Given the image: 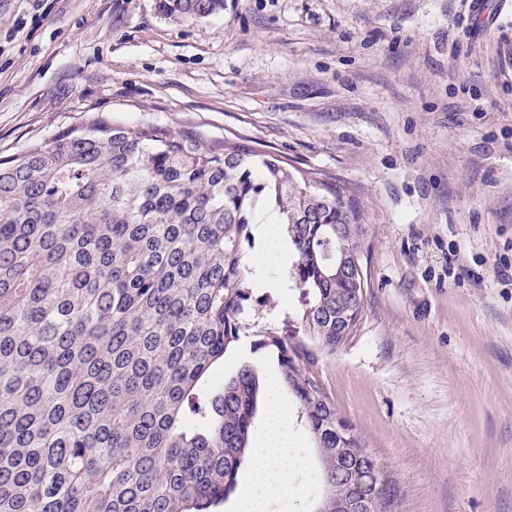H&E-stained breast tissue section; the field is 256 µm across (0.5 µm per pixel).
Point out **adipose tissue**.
<instances>
[{
    "mask_svg": "<svg viewBox=\"0 0 512 512\" xmlns=\"http://www.w3.org/2000/svg\"><path fill=\"white\" fill-rule=\"evenodd\" d=\"M279 393H272L267 423L253 452V470L241 512H267L271 499L303 502V461L297 455L289 430V415Z\"/></svg>",
    "mask_w": 512,
    "mask_h": 512,
    "instance_id": "adipose-tissue-1",
    "label": "adipose tissue"
}]
</instances>
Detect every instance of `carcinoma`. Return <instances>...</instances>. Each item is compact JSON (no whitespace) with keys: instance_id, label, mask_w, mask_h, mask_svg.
Masks as SVG:
<instances>
[{"instance_id":"carcinoma-1","label":"carcinoma","mask_w":512,"mask_h":512,"mask_svg":"<svg viewBox=\"0 0 512 512\" xmlns=\"http://www.w3.org/2000/svg\"><path fill=\"white\" fill-rule=\"evenodd\" d=\"M201 19L224 0H158ZM277 214L296 302L274 327L245 265ZM363 212L331 178L249 140L126 129L97 114L0 157V512H220L264 377L213 374L240 337L276 359L320 464L314 512H392L393 490L336 407L306 340L333 354L364 289L336 258Z\"/></svg>"}]
</instances>
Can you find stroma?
<instances>
[{"label": "stroma", "instance_id": "1", "mask_svg": "<svg viewBox=\"0 0 512 512\" xmlns=\"http://www.w3.org/2000/svg\"><path fill=\"white\" fill-rule=\"evenodd\" d=\"M470 0H0V156L99 112L239 135L356 190L357 325L317 371L393 512H512V13ZM242 337L215 371L273 364ZM159 11L176 19H201L224 9V0H158Z\"/></svg>", "mask_w": 512, "mask_h": 512}]
</instances>
